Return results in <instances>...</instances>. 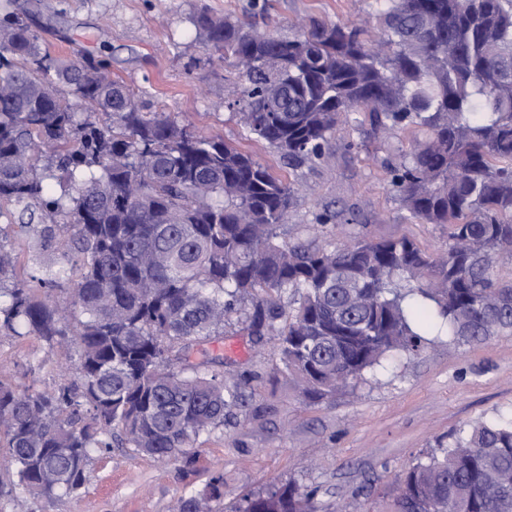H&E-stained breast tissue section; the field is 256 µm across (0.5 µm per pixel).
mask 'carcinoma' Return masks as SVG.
<instances>
[{
  "mask_svg": "<svg viewBox=\"0 0 512 512\" xmlns=\"http://www.w3.org/2000/svg\"><path fill=\"white\" fill-rule=\"evenodd\" d=\"M379 26L310 21L280 39L207 12L211 54L241 67L229 107L290 166H316L351 115L424 132L382 160L411 217L448 225L429 253L408 238L327 240L321 214L282 240L295 188L221 136H203L112 77L107 60L52 54L0 0V337L71 347L51 390L0 379V496H72L93 456L188 454L248 406L247 382L195 363L244 315L283 371L321 399L420 353L432 338L512 335V0H375ZM60 192L53 191L54 186ZM43 261L18 274V232ZM397 512H512V417L461 429L405 472ZM177 512H224V478ZM230 512H325L295 480Z\"/></svg>",
  "mask_w": 512,
  "mask_h": 512,
  "instance_id": "obj_1",
  "label": "carcinoma"
}]
</instances>
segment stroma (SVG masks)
<instances>
[{
  "label": "stroma",
  "instance_id": "obj_1",
  "mask_svg": "<svg viewBox=\"0 0 512 512\" xmlns=\"http://www.w3.org/2000/svg\"><path fill=\"white\" fill-rule=\"evenodd\" d=\"M38 15L36 31L56 55L75 59L90 52L108 59L114 77L143 92L156 108L184 112L206 136L219 135L252 154L296 189L281 239L305 236L324 211L343 212L329 227L341 243L366 235L407 237L429 252L448 240L444 224L413 219L390 186L381 161L412 148L422 131H376L370 121L339 126L334 155L314 168L288 167L280 154L249 134L228 106L241 80L233 61H216L196 35L200 10L253 24L288 39L309 20L356 21L374 28L373 0H53ZM244 352L229 355L224 344ZM39 337L0 339V372L20 387L51 388L73 368L75 355L58 350L41 372ZM225 376L250 377L246 411L229 415L223 430L203 437L193 463L157 459L132 448L96 454L89 480L77 495L0 500V512H172L177 499L224 478V501L297 480L315 491L329 512H395L404 471L468 424L512 414V335L463 345L441 338L420 354L399 358L356 387L311 403L282 371L271 339L255 341L242 321L204 345Z\"/></svg>",
  "mask_w": 512,
  "mask_h": 512
}]
</instances>
